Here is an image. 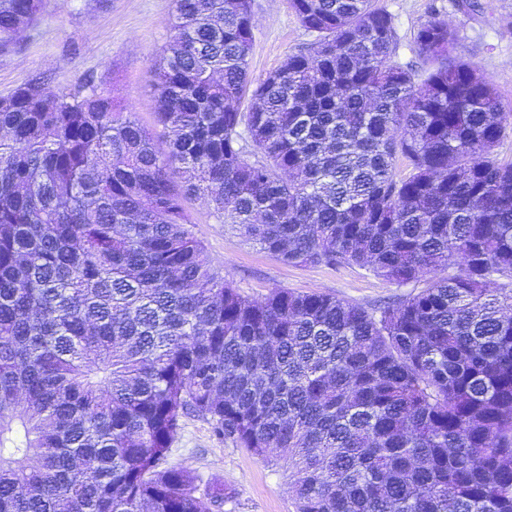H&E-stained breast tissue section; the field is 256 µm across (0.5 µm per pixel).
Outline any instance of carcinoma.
<instances>
[{"label": "carcinoma", "instance_id": "carcinoma-1", "mask_svg": "<svg viewBox=\"0 0 512 512\" xmlns=\"http://www.w3.org/2000/svg\"><path fill=\"white\" fill-rule=\"evenodd\" d=\"M290 6L315 39L256 81L253 0H175L164 148L92 80L0 97V512H222L166 465L189 415L288 449L297 512H512L508 115L439 17L415 70L374 0ZM44 8L0 0V51ZM192 197L284 263L424 286L244 296Z\"/></svg>", "mask_w": 512, "mask_h": 512}]
</instances>
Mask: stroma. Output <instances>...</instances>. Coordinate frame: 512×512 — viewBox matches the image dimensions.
<instances>
[{"label":"stroma","mask_w":512,"mask_h":512,"mask_svg":"<svg viewBox=\"0 0 512 512\" xmlns=\"http://www.w3.org/2000/svg\"><path fill=\"white\" fill-rule=\"evenodd\" d=\"M394 18L400 62L417 64L415 39L430 14L457 36L456 54L475 63L493 83L504 112L512 114V0H378ZM174 0H46L41 19L22 31L15 45L0 52V96L32 78L51 88L70 89L85 79L123 101L139 122L156 125L158 99L152 60L170 36ZM250 71L261 78L289 55L304 51L313 36L288 0H253ZM191 229L224 276L251 298L275 288L322 292L366 309L417 293L419 284L396 285L349 265H291L246 241L231 225L220 224L210 205L191 198ZM169 465L221 482L234 496L224 512H296L293 472L286 459L269 463L221 441L202 418H184L172 445Z\"/></svg>","instance_id":"stroma-1"}]
</instances>
